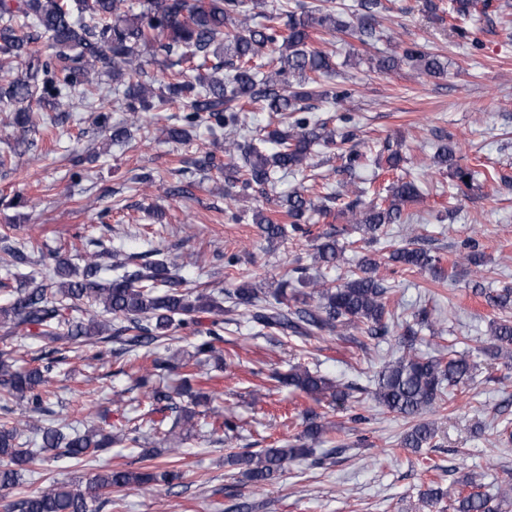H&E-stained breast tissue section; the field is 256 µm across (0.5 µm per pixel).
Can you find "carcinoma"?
I'll list each match as a JSON object with an SVG mask.
<instances>
[{
	"instance_id": "carcinoma-1",
	"label": "carcinoma",
	"mask_w": 512,
	"mask_h": 512,
	"mask_svg": "<svg viewBox=\"0 0 512 512\" xmlns=\"http://www.w3.org/2000/svg\"><path fill=\"white\" fill-rule=\"evenodd\" d=\"M128 0H0V63L7 70L0 76V103L8 106L11 123L23 132L34 127L33 107L63 108L66 102H81L100 90L98 75L105 69L112 74L115 91L122 92L121 108L136 115L137 129H146L152 121L146 117L160 112L171 103L183 104L184 126L163 128L171 140H183L200 123L224 129V157L209 150L194 158L195 170L224 173V218L238 220L234 203L248 191L263 193L274 184L279 172L296 175L308 167L314 148L336 142L346 143L354 136L347 129L350 117H339L344 131L336 133L326 123L314 119L317 102L330 98L341 103L346 90L321 88L320 78L334 70L333 55L310 44L319 35L323 43L340 32L355 37L364 46H373L383 37L378 18L386 11L383 0H358L357 22L343 21L334 6H307L303 3L281 5L278 25L269 19L266 0H138L137 10ZM149 50L161 66L164 83L157 87L142 63L143 51ZM403 63L414 65L433 77L445 73L440 58L430 52L407 47L401 53L377 60V70L389 72ZM249 112H292L291 129H269L246 139ZM454 147L442 140L433 156V165L454 166ZM341 171L353 173L383 163L394 170L402 161L400 144L385 141L376 154L345 150L339 154ZM419 196L415 180L399 178L386 188L385 196L368 206L357 200L348 203L340 215L366 235V242L377 244L388 232L389 224H409L403 218L406 205ZM335 194L309 195L292 192L278 201L279 213L289 224H279L263 212L254 216L259 229L269 238L288 233L311 235L303 224L308 211L328 214V202ZM347 229L334 227L313 237L314 262L331 265L342 254L337 236ZM465 259L481 266L480 242L469 238L463 243ZM112 259L117 274L100 278V259ZM25 248L11 243L7 233L0 235V262L15 266L28 261ZM390 260L406 270L432 274L434 281L446 279L441 259L421 247H399ZM134 257L119 250L107 254L88 252L83 268H78L58 253L40 252V262L47 271L41 281L19 282L9 300L0 306V321L14 327L30 326L37 336L61 346L54 356L38 366L21 367L9 355L0 354V408L9 412L15 403L38 415H53L50 391L51 373L66 359L72 346L93 345L108 337L128 352L148 348L169 336L174 329H188L199 337L195 353L216 360L224 367V350L219 347L224 333V300L211 292L194 295L181 291L182 281L169 274L167 263L155 260L130 268ZM376 262L364 255L355 269L337 285L306 278L305 268L291 270L288 279L271 292L242 282L224 290L231 309H243L248 322L266 330L289 333L303 338L349 334L351 342L367 346L365 340L390 342L403 348L396 359L384 360L373 390L352 383L332 381L306 367L293 366L284 375L274 377L282 385L293 387L312 401L331 399L342 405L365 395L387 412L414 421L401 441L402 447L417 452L436 437L435 427L418 420L424 414L437 415L447 409L455 391L472 378L477 364L469 355L448 354V360L421 354L416 342L419 331L403 326L398 336L394 315L388 309L390 289L374 275ZM312 289L309 298L292 284ZM489 304L512 309V287L507 285L487 294ZM208 315L203 326L201 315ZM491 346L482 349L501 367L512 369V320L491 324ZM182 369L180 391L173 393L152 387L151 404L165 402L174 413L172 420L145 421L148 430L165 436L175 430L194 428V419L206 412L196 407L207 397L192 390L199 374L189 363L153 360L156 372ZM305 427L297 443L286 447L264 448L258 453L231 457L230 464L243 469L247 480L267 485L285 472L288 463L309 459L321 466L343 445H337L322 457H313L307 442L322 444L331 426L321 421L313 410L304 412ZM211 433H224V439L236 437L238 424L232 415L217 414L210 423ZM142 426L112 433L102 428L66 431V426H42L27 421L0 425V491L15 488L27 466L45 460L79 461L93 456L112 444L128 441L141 444ZM180 478L174 470L140 472L109 469L88 477L86 484L54 480L48 486L27 494L10 504L11 512H100L110 500L101 495L114 488L153 484L171 486ZM460 489L452 503L454 512H501L512 500V487L498 489L491 495L473 477L459 481ZM444 490L435 481L422 494V507L441 501Z\"/></svg>"
}]
</instances>
